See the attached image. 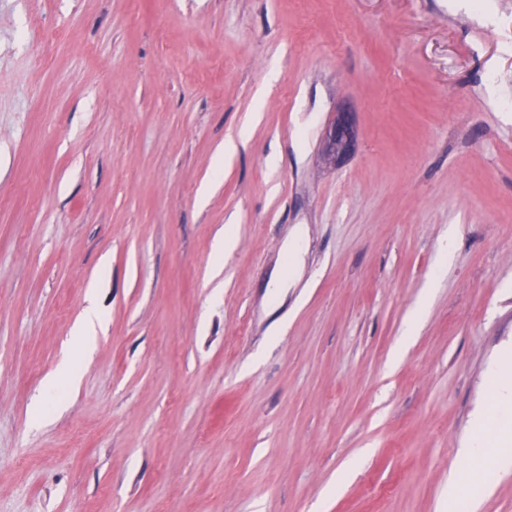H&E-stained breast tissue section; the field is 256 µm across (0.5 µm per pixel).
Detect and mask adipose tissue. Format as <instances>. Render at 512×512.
Returning a JSON list of instances; mask_svg holds the SVG:
<instances>
[{"mask_svg":"<svg viewBox=\"0 0 512 512\" xmlns=\"http://www.w3.org/2000/svg\"><path fill=\"white\" fill-rule=\"evenodd\" d=\"M490 406L473 416V434L457 453L458 467L448 479V512H479L477 496L462 497V480L490 467L498 480L512 478V348H503L487 370Z\"/></svg>","mask_w":512,"mask_h":512,"instance_id":"adipose-tissue-1","label":"adipose tissue"}]
</instances>
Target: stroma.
<instances>
[{"label":"stroma","instance_id":"1","mask_svg":"<svg viewBox=\"0 0 512 512\" xmlns=\"http://www.w3.org/2000/svg\"><path fill=\"white\" fill-rule=\"evenodd\" d=\"M511 343L512 0H0V512H445ZM354 136L353 123L348 113H340L326 131L324 153L334 161L343 158L351 151ZM102 316L94 297L89 299V304L85 308L81 319L77 322L73 330L79 352H87L95 342L96 328L101 326Z\"/></svg>","mask_w":512,"mask_h":512}]
</instances>
